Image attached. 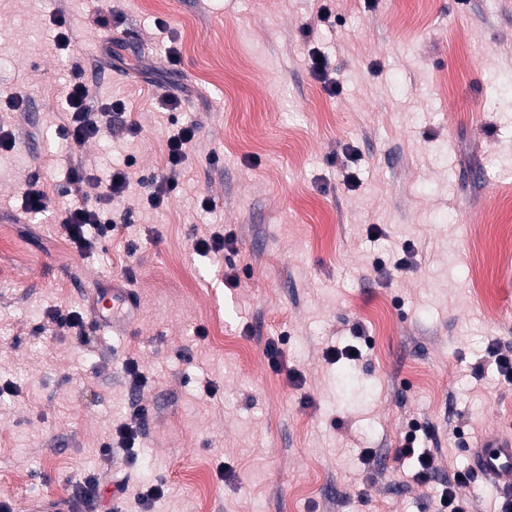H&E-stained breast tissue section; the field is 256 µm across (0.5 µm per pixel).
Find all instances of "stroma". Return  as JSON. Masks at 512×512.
Returning a JSON list of instances; mask_svg holds the SVG:
<instances>
[{
  "label": "stroma",
  "mask_w": 512,
  "mask_h": 512,
  "mask_svg": "<svg viewBox=\"0 0 512 512\" xmlns=\"http://www.w3.org/2000/svg\"><path fill=\"white\" fill-rule=\"evenodd\" d=\"M1 50L16 144L0 150V226L25 258L0 257V501L30 512L92 472L106 498L126 481L115 512H438L472 448L512 431V383L488 353L512 347V259L494 248L512 225V0H0ZM73 59L91 104L123 101L140 134L57 138ZM167 93L177 110L158 106ZM184 123L180 193L140 206ZM77 159L102 177L134 163L112 204L133 224L86 255L61 226L97 193L70 184ZM33 174L56 203L45 216L24 209ZM213 231L234 251L194 254ZM129 270L139 307L103 332L92 299ZM58 308L83 315V338L51 324ZM350 346L358 359L330 358ZM137 402L135 447L104 454ZM412 422L438 458L424 483L395 459Z\"/></svg>",
  "instance_id": "obj_1"
}]
</instances>
